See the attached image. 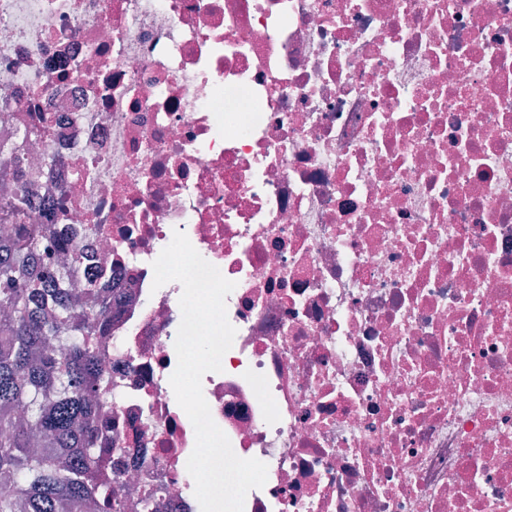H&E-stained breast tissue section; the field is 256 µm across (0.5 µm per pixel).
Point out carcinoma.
Listing matches in <instances>:
<instances>
[{"instance_id":"obj_1","label":"carcinoma","mask_w":512,"mask_h":512,"mask_svg":"<svg viewBox=\"0 0 512 512\" xmlns=\"http://www.w3.org/2000/svg\"><path fill=\"white\" fill-rule=\"evenodd\" d=\"M34 224L0 235V512H117L90 393L112 383L67 272L42 267ZM99 317L112 302L85 284Z\"/></svg>"}]
</instances>
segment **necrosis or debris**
Returning a JSON list of instances; mask_svg holds the SVG:
<instances>
[{
    "instance_id": "1",
    "label": "necrosis or debris",
    "mask_w": 512,
    "mask_h": 512,
    "mask_svg": "<svg viewBox=\"0 0 512 512\" xmlns=\"http://www.w3.org/2000/svg\"><path fill=\"white\" fill-rule=\"evenodd\" d=\"M10 155L113 301L119 512H201L177 230L235 284L202 388L244 512H512V0H0Z\"/></svg>"
}]
</instances>
